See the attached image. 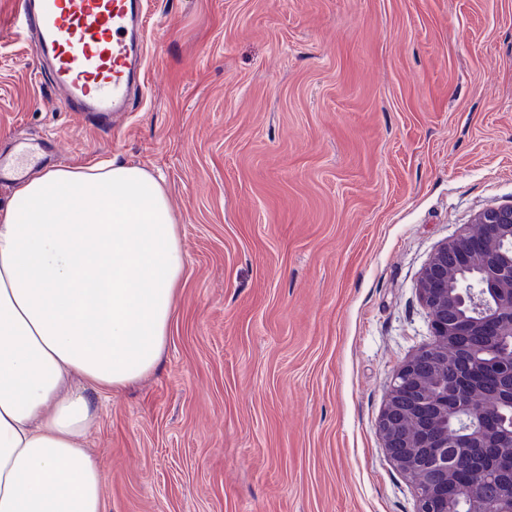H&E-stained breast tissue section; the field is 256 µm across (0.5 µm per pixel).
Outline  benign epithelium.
<instances>
[{
	"mask_svg": "<svg viewBox=\"0 0 512 512\" xmlns=\"http://www.w3.org/2000/svg\"><path fill=\"white\" fill-rule=\"evenodd\" d=\"M432 341L396 370L378 419L388 457L412 482L416 512H453L448 486L503 448L490 424L512 406V363L490 337L512 340V204L483 210L429 257L417 281ZM472 311L466 326L460 310ZM512 492V461L492 468ZM471 512H512V496L459 487Z\"/></svg>",
	"mask_w": 512,
	"mask_h": 512,
	"instance_id": "7a95c632",
	"label": "benign epithelium"
}]
</instances>
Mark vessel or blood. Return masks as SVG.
Instances as JSON below:
<instances>
[{
  "instance_id": "obj_1",
  "label": "vessel or blood",
  "mask_w": 512,
  "mask_h": 512,
  "mask_svg": "<svg viewBox=\"0 0 512 512\" xmlns=\"http://www.w3.org/2000/svg\"><path fill=\"white\" fill-rule=\"evenodd\" d=\"M18 24L30 33L63 110L103 127L130 110L146 62L139 0H23ZM48 150L46 143L18 140L14 157L0 156V180L22 177L25 165Z\"/></svg>"
}]
</instances>
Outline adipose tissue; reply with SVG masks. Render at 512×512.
Returning a JSON list of instances; mask_svg holds the SVG:
<instances>
[{
	"label": "adipose tissue",
	"instance_id": "obj_1",
	"mask_svg": "<svg viewBox=\"0 0 512 512\" xmlns=\"http://www.w3.org/2000/svg\"><path fill=\"white\" fill-rule=\"evenodd\" d=\"M184 269L140 167L49 169L0 207V512H107L89 394L156 368Z\"/></svg>",
	"mask_w": 512,
	"mask_h": 512
}]
</instances>
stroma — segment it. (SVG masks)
Listing matches in <instances>:
<instances>
[{
    "instance_id": "obj_1",
    "label": "stroma",
    "mask_w": 512,
    "mask_h": 512,
    "mask_svg": "<svg viewBox=\"0 0 512 512\" xmlns=\"http://www.w3.org/2000/svg\"><path fill=\"white\" fill-rule=\"evenodd\" d=\"M148 64L98 129L0 0V153L163 185L187 257L157 367L97 408L108 512H415L377 420L431 340L416 283L512 203V0H141Z\"/></svg>"
}]
</instances>
